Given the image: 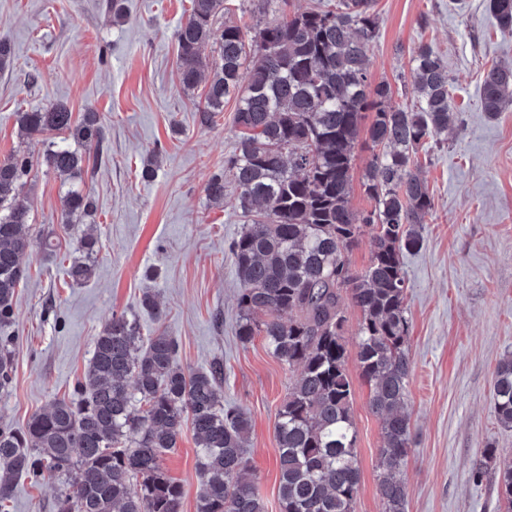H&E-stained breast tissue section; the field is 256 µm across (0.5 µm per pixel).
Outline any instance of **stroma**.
Returning <instances> with one entry per match:
<instances>
[{
    "label": "stroma",
    "mask_w": 512,
    "mask_h": 512,
    "mask_svg": "<svg viewBox=\"0 0 512 512\" xmlns=\"http://www.w3.org/2000/svg\"><path fill=\"white\" fill-rule=\"evenodd\" d=\"M123 7L116 21L107 0H0V37L13 52L0 70V160L18 150L43 155V138H19L16 115L53 103L77 118L98 112L109 148L77 180L95 207L73 223L63 221L64 189L53 171L35 168L24 183L33 249L12 322L0 329L14 352L0 426L22 429L54 399L72 396L95 336L123 313L142 334L173 337L186 370L223 364L224 405L247 412L246 456L269 512H279L274 425L300 370L273 358L262 339L239 341L240 282L229 247L243 219L234 187L220 203L204 191L235 151L236 102L226 101L216 124L204 127L195 112L203 89H181L176 32L190 0H123ZM375 9L370 75L390 84L391 106L414 104L409 49L420 42L447 65L453 100L447 140L419 156L434 209L420 247L403 255L413 367L407 512H499L493 480L476 486L469 472L489 442L512 458V430L498 427L490 409L497 363L512 352V105L492 116L480 101L485 70L512 67V36L485 0H375ZM153 157L154 176L142 178ZM90 232L98 240L94 275L71 283L65 270L77 239ZM147 291L163 320L142 307ZM342 304L361 471L354 510L384 512L381 421L357 365L361 312L350 297ZM195 460L189 433L163 460L183 488V512H196ZM58 492L55 481L19 478L8 512H55Z\"/></svg>",
    "instance_id": "stroma-1"
}]
</instances>
